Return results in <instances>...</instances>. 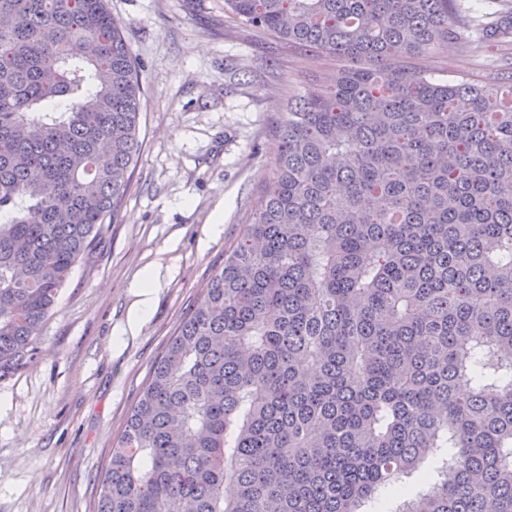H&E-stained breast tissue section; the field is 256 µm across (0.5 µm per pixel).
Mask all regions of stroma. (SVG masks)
Wrapping results in <instances>:
<instances>
[{
	"instance_id": "1",
	"label": "stroma",
	"mask_w": 512,
	"mask_h": 512,
	"mask_svg": "<svg viewBox=\"0 0 512 512\" xmlns=\"http://www.w3.org/2000/svg\"><path fill=\"white\" fill-rule=\"evenodd\" d=\"M108 7L141 66V148L114 224L60 289L36 353L0 379V512H96L152 368L253 221L289 99L320 91L336 69L232 18L224 0ZM405 65L439 81L506 85L512 46L489 53L462 36ZM149 271L151 313L119 336Z\"/></svg>"
}]
</instances>
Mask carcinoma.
<instances>
[{"instance_id": "carcinoma-1", "label": "carcinoma", "mask_w": 512, "mask_h": 512, "mask_svg": "<svg viewBox=\"0 0 512 512\" xmlns=\"http://www.w3.org/2000/svg\"><path fill=\"white\" fill-rule=\"evenodd\" d=\"M458 0H224L336 59L288 104L272 178L155 363L97 512H512V85L386 62ZM471 34L512 42V9ZM107 0H0V378L28 362L140 152ZM427 489L416 495L402 479Z\"/></svg>"}]
</instances>
